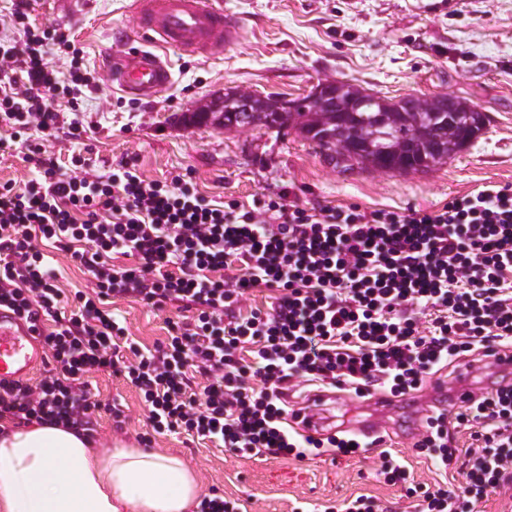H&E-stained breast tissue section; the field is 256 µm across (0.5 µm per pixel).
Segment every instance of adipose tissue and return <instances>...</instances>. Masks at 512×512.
<instances>
[{"label": "adipose tissue", "mask_w": 512, "mask_h": 512, "mask_svg": "<svg viewBox=\"0 0 512 512\" xmlns=\"http://www.w3.org/2000/svg\"><path fill=\"white\" fill-rule=\"evenodd\" d=\"M198 495L179 457L93 449L51 423L0 430V512H189Z\"/></svg>", "instance_id": "1"}]
</instances>
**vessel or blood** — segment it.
Listing matches in <instances>:
<instances>
[{"label": "vessel or blood", "instance_id": "vessel-or-blood-1", "mask_svg": "<svg viewBox=\"0 0 512 512\" xmlns=\"http://www.w3.org/2000/svg\"><path fill=\"white\" fill-rule=\"evenodd\" d=\"M136 24L146 42L145 48L124 54L115 62L118 86L123 93L150 97L173 80L161 50L174 49L185 54L213 55L222 52L225 40L235 27L219 0H135ZM47 348L29 323L11 311L0 309V382L27 380L43 362ZM482 370L474 364L462 371L456 385L436 380L429 390V401L441 406L464 403L471 395L470 380ZM326 395H314L317 411L308 413L303 426L306 434L327 433L329 422L321 408ZM376 415L358 425L356 433L364 439L378 438L385 422L387 402L376 399Z\"/></svg>", "mask_w": 512, "mask_h": 512}]
</instances>
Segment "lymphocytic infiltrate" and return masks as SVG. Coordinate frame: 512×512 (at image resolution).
Masks as SVG:
<instances>
[{
  "mask_svg": "<svg viewBox=\"0 0 512 512\" xmlns=\"http://www.w3.org/2000/svg\"><path fill=\"white\" fill-rule=\"evenodd\" d=\"M67 29L0 41V121L57 129L60 81L48 43ZM36 176L0 183V307L30 321L47 347L35 382L0 383V418L91 431L87 377L131 384L155 433L184 434L244 458L307 451L346 457L356 435L290 427L288 391L301 385L401 397L455 359L512 347V186L452 198L435 211L357 205H276L271 222L222 206L192 182H145L132 164L106 179L61 173L33 146ZM89 276L66 296L56 254ZM269 308H247L256 288ZM174 304L167 335L141 349L113 299ZM467 428L472 447L459 448ZM418 453L458 465L457 488H407L415 512H479L512 486V384L427 416Z\"/></svg>",
  "mask_w": 512,
  "mask_h": 512,
  "instance_id": "f902f5d3",
  "label": "lymphocytic infiltrate"
}]
</instances>
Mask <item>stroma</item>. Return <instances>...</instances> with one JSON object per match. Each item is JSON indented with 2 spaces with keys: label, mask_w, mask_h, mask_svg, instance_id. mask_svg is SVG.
<instances>
[{
  "label": "stroma",
  "mask_w": 512,
  "mask_h": 512,
  "mask_svg": "<svg viewBox=\"0 0 512 512\" xmlns=\"http://www.w3.org/2000/svg\"><path fill=\"white\" fill-rule=\"evenodd\" d=\"M133 0H32L24 24L11 20L15 0H0V33L24 41L25 28L70 29L75 41L53 46L50 60L66 83L76 111L60 113L54 136L35 126H0V182L24 186L33 178L26 156L43 144L62 172L106 175L133 161L145 181L171 183L189 175L204 194L224 203L266 209L270 202L308 207L357 204L368 210H434L455 196L489 185H512V0H221L238 21L221 55L168 51L174 81L148 100L121 93L107 60L138 46ZM130 31L114 44L112 31ZM343 80L399 99L446 95L466 99L489 121L481 136L447 163L425 173L342 171L295 131L186 127L181 113L227 89L288 99L314 86ZM113 309L131 336L150 346L165 335L168 305L152 310L116 299ZM97 403L95 446L138 447L148 430L139 393L123 379L91 375ZM127 415L115 429L110 408ZM431 405L426 391L399 401L387 417L385 447L399 456L411 480L433 485L447 477L418 457L414 444ZM151 450L180 457L195 473L201 494L223 493L248 512H312L340 507L357 493L378 497L390 512H413L400 486L380 475L377 451L337 459H246L182 436H154Z\"/></svg>",
  "instance_id": "35a3bbf8"
}]
</instances>
